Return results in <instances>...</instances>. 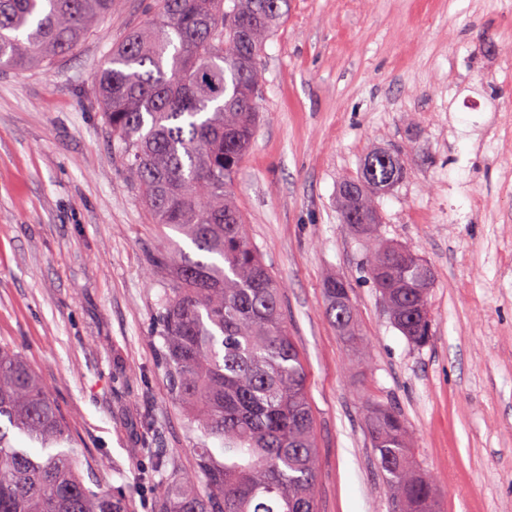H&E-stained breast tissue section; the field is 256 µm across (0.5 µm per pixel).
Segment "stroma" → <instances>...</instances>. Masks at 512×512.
<instances>
[{
    "label": "stroma",
    "mask_w": 512,
    "mask_h": 512,
    "mask_svg": "<svg viewBox=\"0 0 512 512\" xmlns=\"http://www.w3.org/2000/svg\"><path fill=\"white\" fill-rule=\"evenodd\" d=\"M120 0L51 66L0 68V344L46 384L94 490L154 512V460L192 473L204 440L166 392L152 222L94 93L150 16ZM262 114L236 180L249 240L281 287L307 373L318 512H394L366 430L391 408L438 479L442 512H512V0H290L264 46ZM373 147L407 154L380 236L433 269L432 337L393 325L338 216L337 186ZM350 290L361 343L325 314Z\"/></svg>",
    "instance_id": "1"
}]
</instances>
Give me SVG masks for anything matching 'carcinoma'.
<instances>
[{
	"label": "carcinoma",
	"instance_id": "cac0c4a2",
	"mask_svg": "<svg viewBox=\"0 0 512 512\" xmlns=\"http://www.w3.org/2000/svg\"><path fill=\"white\" fill-rule=\"evenodd\" d=\"M116 0H0V68L42 67L76 50ZM288 0H156L149 20L110 49L99 75L103 116L130 180L154 222L193 245L165 250L146 271L170 273L158 320L169 396L219 440L195 449L194 474L172 462L151 482L158 512H317V452L301 354L282 295L250 244L233 184L252 143L265 41ZM405 175L401 156L372 151L338 193L340 222L372 240L365 265L394 325L415 344L431 335V267L378 234V198ZM326 314L345 336L354 318L347 285L324 284ZM43 448L69 437L41 378L0 345V512H126L85 483L74 455L33 458L9 430ZM367 433L399 512H437V480L412 459L413 434L391 409H372ZM204 479L197 490L195 477Z\"/></svg>",
	"mask_w": 512,
	"mask_h": 512
}]
</instances>
